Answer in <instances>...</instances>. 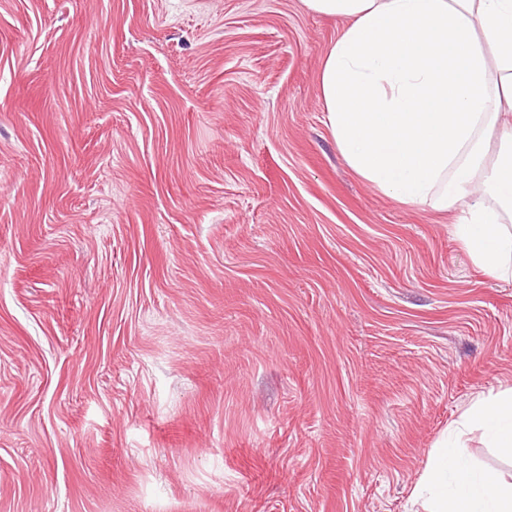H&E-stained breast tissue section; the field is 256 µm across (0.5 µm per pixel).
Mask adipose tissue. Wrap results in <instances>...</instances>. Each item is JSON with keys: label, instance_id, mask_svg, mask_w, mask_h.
<instances>
[{"label": "adipose tissue", "instance_id": "adipose-tissue-1", "mask_svg": "<svg viewBox=\"0 0 512 512\" xmlns=\"http://www.w3.org/2000/svg\"><path fill=\"white\" fill-rule=\"evenodd\" d=\"M348 24L320 89L336 147L378 192L459 214L490 277L512 281V0H303ZM499 143L489 159L490 140ZM479 430L512 459V387L476 397L430 457L417 512H512V479L469 458Z\"/></svg>", "mask_w": 512, "mask_h": 512}]
</instances>
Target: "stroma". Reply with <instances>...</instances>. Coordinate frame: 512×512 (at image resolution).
<instances>
[{"mask_svg": "<svg viewBox=\"0 0 512 512\" xmlns=\"http://www.w3.org/2000/svg\"><path fill=\"white\" fill-rule=\"evenodd\" d=\"M302 0H0V512H410L512 387V282L358 178Z\"/></svg>", "mask_w": 512, "mask_h": 512, "instance_id": "stroma-1", "label": "stroma"}]
</instances>
